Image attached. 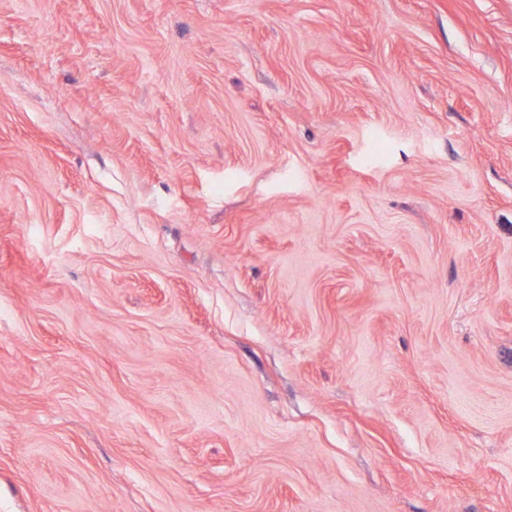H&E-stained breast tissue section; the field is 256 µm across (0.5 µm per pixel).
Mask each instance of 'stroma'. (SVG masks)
<instances>
[{"mask_svg": "<svg viewBox=\"0 0 512 512\" xmlns=\"http://www.w3.org/2000/svg\"><path fill=\"white\" fill-rule=\"evenodd\" d=\"M0 512H512V0H0Z\"/></svg>", "mask_w": 512, "mask_h": 512, "instance_id": "35a3bbf8", "label": "stroma"}]
</instances>
